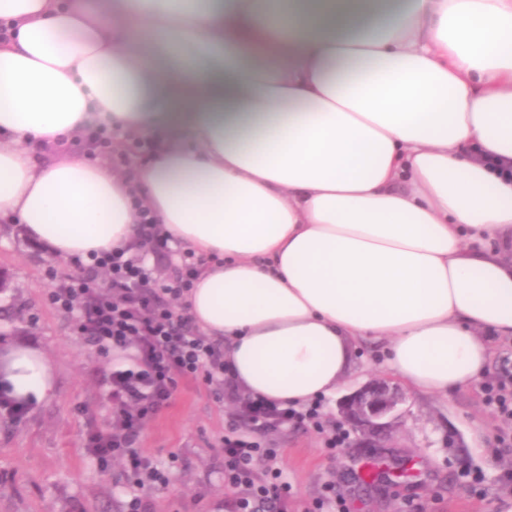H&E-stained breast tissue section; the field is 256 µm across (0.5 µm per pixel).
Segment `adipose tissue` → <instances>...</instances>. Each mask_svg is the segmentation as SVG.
I'll use <instances>...</instances> for the list:
<instances>
[{"label":"adipose tissue","instance_id":"1","mask_svg":"<svg viewBox=\"0 0 512 512\" xmlns=\"http://www.w3.org/2000/svg\"><path fill=\"white\" fill-rule=\"evenodd\" d=\"M124 19L123 28L111 18ZM0 217L66 260L134 207L205 257L180 301L246 393L336 396L360 344L411 391L474 388L512 339V0H0ZM98 119L186 142L125 172ZM38 348L0 386L40 400ZM91 132L92 138L98 148V152L105 156L98 154V152L90 146L86 136H83L74 142L70 151L76 154L85 155L91 162H105L115 171L123 172L131 166L141 163L140 160L133 155V149L138 141V147L143 154L152 153L154 150L152 144L140 141L143 138L136 139L132 137L125 139L124 149L122 151L115 152L112 150V139L114 142L119 134L116 133L115 135L110 126L106 123H100L94 126L91 129ZM111 155L112 157H106Z\"/></svg>","mask_w":512,"mask_h":512}]
</instances>
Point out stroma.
I'll use <instances>...</instances> for the list:
<instances>
[{
	"label": "stroma",
	"mask_w": 512,
	"mask_h": 512,
	"mask_svg": "<svg viewBox=\"0 0 512 512\" xmlns=\"http://www.w3.org/2000/svg\"><path fill=\"white\" fill-rule=\"evenodd\" d=\"M72 273L31 239L19 220L0 218V269L12 289L0 305H12L13 323L0 324V347L29 343L46 355L54 393L16 414L0 412V512H126L130 486L120 460L101 467L85 446L92 432H109L112 409L104 380L129 367L131 353L103 350L75 330L74 315L46 302L55 282L49 266ZM336 398L325 399L322 430L308 425L265 434L278 449L275 462L258 460L256 481L279 468L291 488L289 512H308L325 485H335L348 512H403L406 502L426 512H512V447H501V421L480 388L446 397L406 392L400 439L372 448L349 439L329 450L326 433L340 425ZM234 407L216 384L179 380L170 406L142 429L138 446L168 475L144 488L149 512H219L240 496L224 483V435ZM482 472L484 497L470 494L459 473Z\"/></svg>",
	"instance_id": "stroma-1"
}]
</instances>
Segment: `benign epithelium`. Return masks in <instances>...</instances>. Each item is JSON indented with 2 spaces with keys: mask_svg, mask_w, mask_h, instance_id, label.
<instances>
[{
  "mask_svg": "<svg viewBox=\"0 0 512 512\" xmlns=\"http://www.w3.org/2000/svg\"><path fill=\"white\" fill-rule=\"evenodd\" d=\"M405 397L398 388L380 377L373 378L338 401V414L358 433L367 446L394 441L399 427V406Z\"/></svg>",
  "mask_w": 512,
  "mask_h": 512,
  "instance_id": "benign-epithelium-1",
  "label": "benign epithelium"
}]
</instances>
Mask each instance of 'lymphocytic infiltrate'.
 Segmentation results:
<instances>
[{
  "label": "lymphocytic infiltrate",
  "instance_id": "f902f5d3",
  "mask_svg": "<svg viewBox=\"0 0 512 512\" xmlns=\"http://www.w3.org/2000/svg\"><path fill=\"white\" fill-rule=\"evenodd\" d=\"M138 215L141 241L137 251L90 252L75 258L79 269L75 275L62 277L57 268L48 270L60 282L49 289L47 302L58 310L77 313L80 335L105 350L135 351L133 367L113 371L105 381L112 402V430L88 435L89 452L104 466L112 458L122 459L138 487L127 502V512H147L141 488L164 484L167 475L137 450L141 430L171 404L179 378L201 376L222 385L225 399L234 404L238 418L252 430L246 436L233 428L224 437V481L245 490L234 505L235 512H288L289 487L279 470H272L262 482L253 478L257 457L276 456L254 434L289 424L320 427L322 401L298 410L239 393L229 383L223 351L171 305L172 299L193 287L203 258L180 253L173 275L159 279L146 260L147 254L171 248L172 241L157 230L148 209H139ZM103 272L112 281L108 293L94 286Z\"/></svg>",
  "mask_w": 512,
  "mask_h": 512
}]
</instances>
